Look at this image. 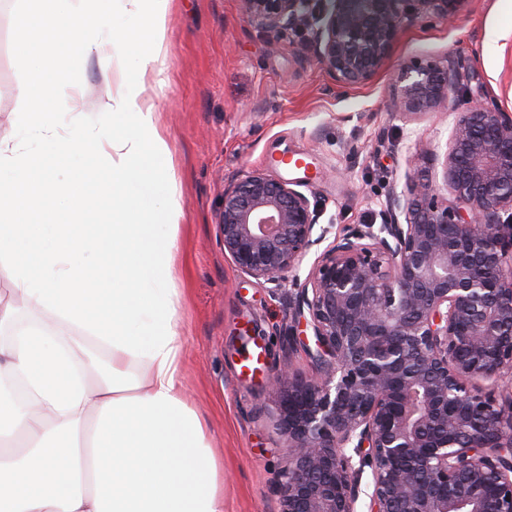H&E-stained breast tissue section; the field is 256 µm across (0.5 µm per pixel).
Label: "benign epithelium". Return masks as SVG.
Wrapping results in <instances>:
<instances>
[{"mask_svg":"<svg viewBox=\"0 0 512 512\" xmlns=\"http://www.w3.org/2000/svg\"><path fill=\"white\" fill-rule=\"evenodd\" d=\"M463 0H240L276 38L311 21L313 56L346 88L370 82L410 13ZM393 110L452 112L443 197L406 175L384 223L343 230L288 289V345L310 327L308 375L271 384L290 459L281 512H512V113L459 112L450 63L398 70ZM261 170L224 188L219 242L279 289L312 247L318 205Z\"/></svg>","mask_w":512,"mask_h":512,"instance_id":"obj_1","label":"benign epithelium"}]
</instances>
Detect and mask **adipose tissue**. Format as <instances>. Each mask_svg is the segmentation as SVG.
I'll use <instances>...</instances> for the list:
<instances>
[{
  "instance_id": "ef3b65f1",
  "label": "adipose tissue",
  "mask_w": 512,
  "mask_h": 512,
  "mask_svg": "<svg viewBox=\"0 0 512 512\" xmlns=\"http://www.w3.org/2000/svg\"><path fill=\"white\" fill-rule=\"evenodd\" d=\"M17 0L18 22L95 55L104 97L58 72L18 78L19 133L0 139V512H224L208 434L180 381L183 342L169 265L181 207L159 169L169 153L140 85L112 58L156 60L170 0ZM112 205V221L90 211ZM108 352L99 364L74 331ZM23 382L22 397L4 388Z\"/></svg>"
}]
</instances>
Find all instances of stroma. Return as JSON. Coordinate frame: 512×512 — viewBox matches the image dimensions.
I'll return each instance as SVG.
<instances>
[{"mask_svg": "<svg viewBox=\"0 0 512 512\" xmlns=\"http://www.w3.org/2000/svg\"><path fill=\"white\" fill-rule=\"evenodd\" d=\"M17 30L11 0H0V137L15 132L21 109L18 75L31 61L55 66L103 94L96 58H72L45 43L31 57ZM161 72L143 79L130 55L112 60L116 77L142 80L170 154L163 167L182 216L171 272L179 296L178 333L184 341L181 382L209 429L224 484V512H279L276 487L288 461V442L267 385L272 373H307L303 348L289 347L287 291L306 277L320 247L303 258L279 291L237 272L219 243L218 206L225 185L254 170L303 182L320 203L321 226L338 236L358 224H378L391 192L401 191L417 142L445 146L451 119L442 109L394 112L401 65L455 62L458 110L482 103L512 113V0H466L453 20L423 11L406 22L377 75L358 88L337 86L313 57L306 28L269 49L239 0H171L159 45ZM301 153L309 171L269 166L267 153ZM258 362L244 366L249 352Z\"/></svg>", "mask_w": 512, "mask_h": 512, "instance_id": "stroma-1", "label": "stroma"}]
</instances>
